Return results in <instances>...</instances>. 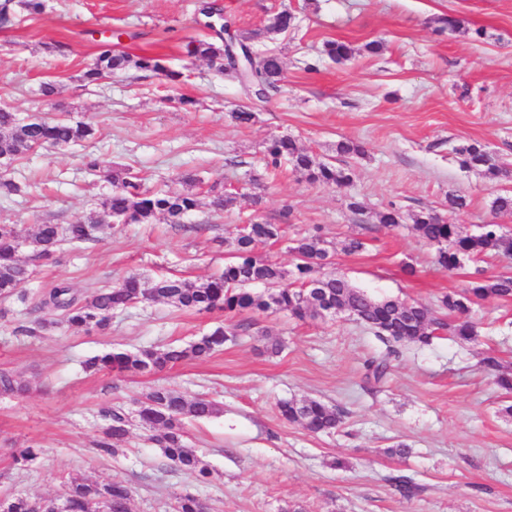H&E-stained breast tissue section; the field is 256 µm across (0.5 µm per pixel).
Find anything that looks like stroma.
<instances>
[{
	"instance_id": "35a3bbf8",
	"label": "stroma",
	"mask_w": 512,
	"mask_h": 512,
	"mask_svg": "<svg viewBox=\"0 0 512 512\" xmlns=\"http://www.w3.org/2000/svg\"><path fill=\"white\" fill-rule=\"evenodd\" d=\"M236 35L251 36L255 51L280 56L286 84L262 102L188 54L209 37L197 24L198 0H46L42 14H19L0 28V107L45 120L64 116L92 123L93 140L46 147L5 168L24 187L0 197V224L29 235L40 224L66 225L96 215L101 239L63 244L55 261H33L20 285L28 297H0V372L27 384L22 394H0V498L22 493L55 498L72 478L115 481L133 490L131 512H173L190 493L208 512H512V416L504 394L480 360L496 354L512 367V301L476 305L479 338L465 345L439 333L431 345L402 348L386 380L367 382L362 364L383 343L347 317L292 319L252 314L222 352L184 361L157 374L118 376L89 371L84 362L112 348L186 346L216 326L221 313L200 315L164 302L139 303L114 313L102 333H75L58 313L36 309L60 281L78 292L102 288L132 272L202 280L220 273L234 250L237 225L251 220L283 225L278 242L257 252L291 268L295 239L316 231L328 260L357 287L437 308L475 270L512 271V259L489 256L444 272L433 249L414 230L415 214L432 210L474 232L494 222L512 234V213H493L496 195L512 193V0H217ZM296 16L285 33H267L281 10ZM457 26L445 28V17ZM127 30L123 47L160 56L164 71H132L88 85L82 80L96 45L92 31ZM349 43V61L324 53L326 41ZM66 43V53L50 51ZM381 42L380 53L364 46ZM178 72L170 80L169 72ZM54 82L53 96L40 86ZM255 112L236 124L232 111ZM286 136L323 160L350 166L353 184L332 189L309 183L292 167L265 174L268 141ZM358 141L365 155L340 156L336 145ZM477 142L504 173L462 169L455 147ZM97 155L114 170H131L145 187L195 193L199 206L182 223L116 224L101 202L111 186L85 167ZM197 176L196 184L184 181ZM466 209L449 211V193ZM224 195L223 212L210 202ZM358 202L352 210L350 202ZM396 207L402 221L380 224ZM364 248L344 251L348 238ZM414 265L407 275L405 265ZM36 336L23 335L36 327ZM282 344L271 353V340ZM163 385L187 397L215 401L212 418L186 425L185 441L212 472L193 481L172 467L147 433L132 427L122 451L99 455L93 443L111 403L128 409ZM318 399L341 412L331 435H315L283 420L279 401ZM31 443L45 455L17 470L12 449ZM407 445V455L393 452ZM343 467H333L334 459ZM409 477L412 498L391 477Z\"/></svg>"
}]
</instances>
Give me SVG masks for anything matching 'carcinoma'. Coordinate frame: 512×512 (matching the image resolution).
<instances>
[{"label":"carcinoma","instance_id":"cac0c4a2","mask_svg":"<svg viewBox=\"0 0 512 512\" xmlns=\"http://www.w3.org/2000/svg\"><path fill=\"white\" fill-rule=\"evenodd\" d=\"M30 15L44 10V0H0V25L8 26L17 9ZM199 14L206 19L224 18V27H232V20L224 16L213 0H203ZM294 25V16L286 10L277 13L267 27L269 32H286ZM126 32L116 30L110 36L100 35L95 40L97 55L83 72L84 81L96 84L116 71L129 69L162 71L160 59L136 56L122 49ZM326 55L342 62L353 56L354 49L347 43L328 41ZM188 54L207 61L216 72L236 78L235 59L224 42L195 40L188 46ZM285 75L281 58L273 53H254L251 68L245 74V89L258 92L257 99L266 101L269 93L277 91ZM95 127L71 118L45 121L36 116L20 119L8 108H0V165H10L20 154L43 147L66 146L95 138ZM461 166L469 170H497L494 160L484 147L475 142L455 148ZM288 162L293 169L313 184L343 188L352 183L353 171L348 166L322 161L311 152L301 149L289 137H275L266 147L264 163L278 168ZM198 206L192 193L161 192L142 187L137 178L124 172L112 173V192L102 201V207L112 218L132 224H153L159 216L171 224H179ZM415 230L435 247V264L443 271L453 272L475 258L494 255L512 258V237L501 231L498 224L488 223L476 234H468L458 224H452L433 211L420 213L415 219ZM102 224L93 216L60 228L57 224H39L36 231L24 237L14 224H0V295L11 297L17 287L33 277L29 264L19 257V249L26 246L39 258L51 259L63 242H91L99 239ZM283 237L279 224L253 222L239 229L234 239L232 260L224 271L203 281L182 277H164L152 280L139 274H129L118 283L96 288L82 296L66 283H59L43 294L41 306L60 313L62 321L75 333L104 332L110 326L112 314L143 301L163 300L174 307L196 313L219 311L233 318L244 313L286 312L296 320L320 316V310L330 305L354 317L375 336L386 343L401 346H428L437 333L445 331L458 343L474 341L479 336V324L470 312L480 300L512 299V276L501 273L483 276L457 292L439 299V308L446 317L432 315L423 305L399 298H375L355 287L341 271H323L328 251L318 235L297 240L292 252L296 262L290 270L256 255L259 243L278 241ZM264 286L257 292L254 286ZM234 333L217 327L184 348H143L136 352L112 349L85 362L88 370L96 369L123 375L126 373H156L185 360L210 357L232 340ZM396 350L389 347L379 357L365 362L368 375L382 379ZM483 370L492 374L505 394H512V371L503 369L501 361L489 354L480 360ZM212 401L195 397L187 399L182 393L157 387L139 402L136 414L124 409L103 407L100 415L105 424L94 441L96 450L113 456L127 442L133 422L150 432L163 456L175 467L205 483L211 475L197 451L187 446L185 420L208 419L218 414ZM281 416L311 433H330L342 423L341 413L316 399L288 400L279 403ZM45 449L29 445L12 453L14 464L30 470L40 463ZM132 498L130 487L113 481L101 483L67 484L64 504L67 512H93L98 502L107 504L109 512H129ZM53 501L31 499L16 494L0 499V512H53ZM175 512H206L205 504L195 495L186 493L177 498Z\"/></svg>","mask_w":512,"mask_h":512}]
</instances>
